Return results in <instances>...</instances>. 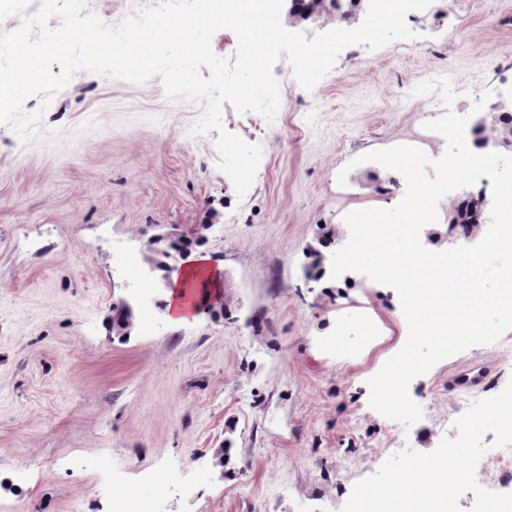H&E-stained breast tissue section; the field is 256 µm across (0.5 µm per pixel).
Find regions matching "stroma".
<instances>
[{
  "instance_id": "1",
  "label": "stroma",
  "mask_w": 512,
  "mask_h": 512,
  "mask_svg": "<svg viewBox=\"0 0 512 512\" xmlns=\"http://www.w3.org/2000/svg\"><path fill=\"white\" fill-rule=\"evenodd\" d=\"M405 21L408 50L349 46L310 90L279 61V110L260 129L223 104L224 128L262 148L242 198L218 168L217 132L191 133L202 105L170 100L157 78L81 72L48 108L27 99L54 140L26 145L0 124V512H111L115 495L163 512H341L390 457L397 424L370 406L367 381L407 340L399 295L305 267L346 244L347 212L403 199V176L365 154L440 158L447 141L426 122L512 88V0H432ZM491 192L483 177L440 199L434 251L461 244L449 203ZM201 224L226 310L177 325L163 293L141 305L155 283L146 243ZM124 300L134 322L120 336ZM481 364L485 399L512 380L491 344L412 380L423 415L408 446L437 448L440 422L466 411L451 381Z\"/></svg>"
}]
</instances>
